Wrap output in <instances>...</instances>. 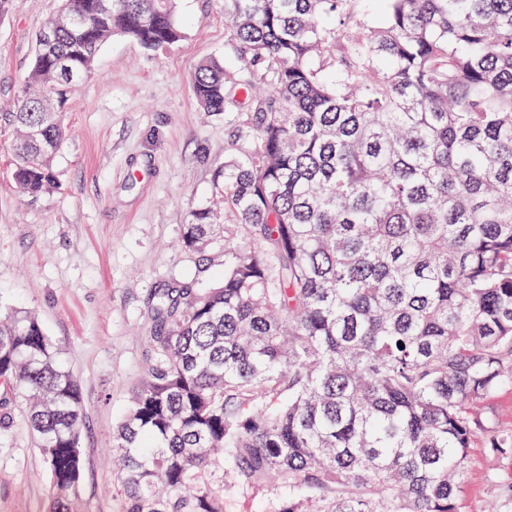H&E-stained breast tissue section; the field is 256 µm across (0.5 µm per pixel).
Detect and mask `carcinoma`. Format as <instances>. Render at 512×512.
Returning <instances> with one entry per match:
<instances>
[{"label": "carcinoma", "instance_id": "carcinoma-1", "mask_svg": "<svg viewBox=\"0 0 512 512\" xmlns=\"http://www.w3.org/2000/svg\"><path fill=\"white\" fill-rule=\"evenodd\" d=\"M0 113L15 181L55 184L64 108L115 35L176 42L173 0H75ZM197 102L233 156L158 289L153 357L113 429L124 512H461L464 464L512 387V0H228ZM246 106L230 111L237 93ZM39 135L30 137L31 129ZM20 406L74 512L86 408L38 318L0 313V426Z\"/></svg>", "mask_w": 512, "mask_h": 512}]
</instances>
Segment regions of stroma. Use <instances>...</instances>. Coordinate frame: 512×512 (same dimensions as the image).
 Listing matches in <instances>:
<instances>
[{
    "label": "stroma",
    "instance_id": "1",
    "mask_svg": "<svg viewBox=\"0 0 512 512\" xmlns=\"http://www.w3.org/2000/svg\"><path fill=\"white\" fill-rule=\"evenodd\" d=\"M58 0H0V112L17 103L35 36ZM224 0H175L181 38L157 51L113 37L65 109L56 183L37 197L12 177L0 133V310L36 313L73 371L86 407L80 512H123L112 429L151 355L149 300L198 275L178 245L191 210L231 153L223 113L192 91L197 65L224 55ZM50 479L20 408L0 429V512H47ZM465 512H512V452L472 444L460 494Z\"/></svg>",
    "mask_w": 512,
    "mask_h": 512
}]
</instances>
